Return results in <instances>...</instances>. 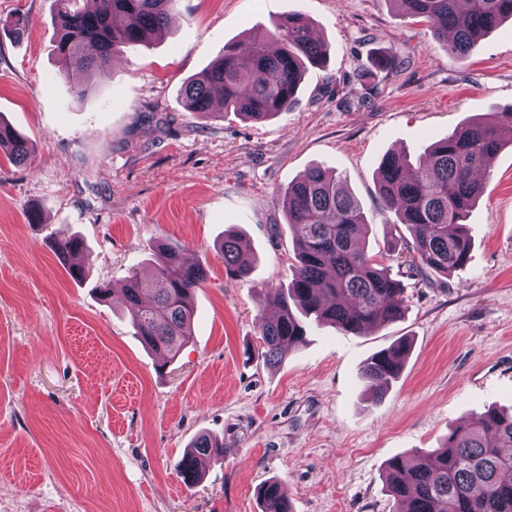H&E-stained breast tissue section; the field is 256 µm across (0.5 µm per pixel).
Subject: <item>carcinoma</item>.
<instances>
[{"mask_svg":"<svg viewBox=\"0 0 512 512\" xmlns=\"http://www.w3.org/2000/svg\"><path fill=\"white\" fill-rule=\"evenodd\" d=\"M56 0L54 51L71 73L70 90L85 91L89 72L110 65L122 49L135 50L163 29L178 0ZM410 18L430 24L434 38L455 61L470 58L483 37L512 21V0H393ZM328 46L312 35L305 16L292 11L271 30L250 37L242 50L224 48L182 87L188 111L212 115L215 98L224 111L261 121L292 111L305 72L322 64ZM373 77L398 69L391 51L373 60ZM512 145V112L508 123L483 120L469 123L411 158L386 154L379 166L378 193L384 209L392 211L410 234L407 252L420 271L448 275L468 263L472 239L467 216L483 194L489 168L501 148ZM22 164L32 146L0 120V147ZM288 224L293 233L296 263L285 288H268L265 296L278 313L264 319L260 339L266 361L280 364L288 352L303 345L308 322L328 323L345 335L363 336L375 327L404 316L401 282L389 266L365 249L367 218L358 200L335 173L311 168L285 191ZM78 238L56 242L58 257L82 255ZM225 272L246 280L254 257L234 233L224 234L220 246ZM207 279L200 265L182 262L179 250L157 248L155 275L143 280L133 270L121 299L131 313L136 335L152 351L173 359L189 342L192 297ZM410 345L399 340L373 354L362 377L372 398H383L401 373ZM512 412L488 410L470 423L454 426L441 448L416 453L409 464L388 462L386 492L395 512H512ZM224 445L210 435L198 436L180 463L184 482L199 481L198 459H219ZM260 512H291L287 488L264 482L258 491Z\"/></svg>","mask_w":512,"mask_h":512,"instance_id":"carcinoma-1","label":"carcinoma"}]
</instances>
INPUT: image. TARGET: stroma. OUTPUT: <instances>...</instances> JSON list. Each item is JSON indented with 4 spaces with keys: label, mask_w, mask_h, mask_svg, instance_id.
Wrapping results in <instances>:
<instances>
[{
    "label": "stroma",
    "mask_w": 512,
    "mask_h": 512,
    "mask_svg": "<svg viewBox=\"0 0 512 512\" xmlns=\"http://www.w3.org/2000/svg\"><path fill=\"white\" fill-rule=\"evenodd\" d=\"M294 10L330 52L293 111H187L184 81ZM55 14L54 0H0V119L33 147L22 165L0 150V512H259L256 490L272 477L293 512H393L391 458L512 409L510 145L467 219V265L447 276L392 265L400 321L364 336L310 325L277 366L259 334L273 313L265 288L291 278L288 184L336 171L367 217L368 252L404 245L408 231L379 199L380 160L512 107V23L458 62L393 0H179L161 34L115 53L77 96L53 51ZM379 49L401 65L366 80ZM228 232L255 255L248 281L224 270ZM73 235L91 254L78 282L53 250ZM160 243L207 270L193 336L169 363L102 294L130 270L152 275ZM403 338L404 369L374 401L360 368ZM202 433L224 457L202 460L190 487L178 465Z\"/></svg>",
    "instance_id": "1"
}]
</instances>
